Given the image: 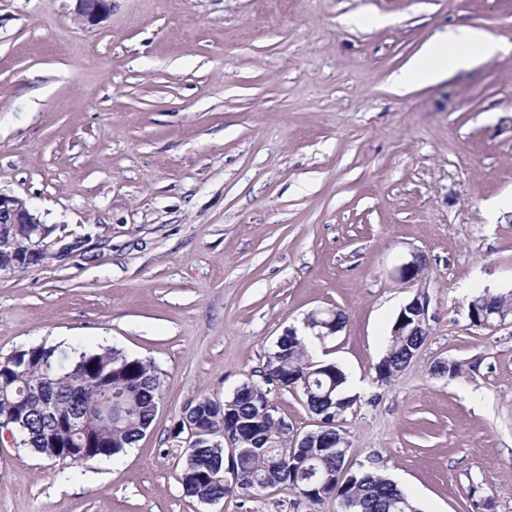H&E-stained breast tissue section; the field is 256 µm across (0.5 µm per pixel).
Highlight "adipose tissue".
<instances>
[{
    "label": "adipose tissue",
    "mask_w": 512,
    "mask_h": 512,
    "mask_svg": "<svg viewBox=\"0 0 512 512\" xmlns=\"http://www.w3.org/2000/svg\"><path fill=\"white\" fill-rule=\"evenodd\" d=\"M505 44L486 30L462 26L447 37L427 41L419 54L399 72L390 77L394 93L404 94L416 85H430L448 73L471 67L479 59L506 53Z\"/></svg>",
    "instance_id": "ef3b65f1"
}]
</instances>
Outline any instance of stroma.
<instances>
[{"mask_svg": "<svg viewBox=\"0 0 512 512\" xmlns=\"http://www.w3.org/2000/svg\"><path fill=\"white\" fill-rule=\"evenodd\" d=\"M72 9L0 0V191L79 243L0 277V358L115 347L156 365L161 397L134 448L73 480L0 444V512H338L282 487L185 497L173 432L327 308L347 317L320 354L356 399L351 467L381 459L429 512H471L473 487L512 512V325L467 309L512 291V54L388 89L456 27L512 44V0H112L86 27ZM417 251L429 335L385 383ZM448 358L461 378L433 375ZM427 269L428 263L425 256L415 252L409 261L399 267L397 277L403 284L413 287L425 278ZM468 303V317L470 321H473L474 326H479V321L484 315H487V319L491 320V316L499 315V312L504 311L508 305L512 307V297L510 301L508 300V293L484 290L473 296Z\"/></svg>", "mask_w": 512, "mask_h": 512, "instance_id": "35a3bbf8", "label": "stroma"}]
</instances>
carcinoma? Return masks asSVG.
I'll return each instance as SVG.
<instances>
[{
    "instance_id": "cac0c4a2",
    "label": "carcinoma",
    "mask_w": 512,
    "mask_h": 512,
    "mask_svg": "<svg viewBox=\"0 0 512 512\" xmlns=\"http://www.w3.org/2000/svg\"><path fill=\"white\" fill-rule=\"evenodd\" d=\"M32 242L24 225L0 232V262L16 257L26 270L38 266L45 255L29 253ZM512 306L508 294L485 290L469 301L468 317L479 325L483 316L499 314ZM413 312L397 315L391 326L389 344L379 362L380 380L388 382L402 370L426 341L427 331L409 334ZM330 323L340 332L346 323L341 310H329L311 321ZM271 364L264 380H248L238 385L222 403L209 398L187 402L176 423L177 432L187 425L208 428L194 442V452L185 456L180 483L185 496L204 503H216L234 490L258 493L264 485L285 486L312 501L334 499L339 512H420L415 500L379 467L361 466L345 470L349 448L336 445L334 416L349 410L355 398L344 394L346 375L334 362L318 360L312 347L296 331L280 336L270 353ZM432 373L450 380L464 373L455 360L437 362ZM130 390L131 412L113 424L98 420L100 396L109 391ZM298 391L304 405L317 418L329 419L315 438L303 448L292 447L293 426L288 421H267L262 411L273 404L272 393ZM161 381L151 362L132 357L109 346L87 350L72 346L65 351L47 344L30 346L0 359V426L23 431L15 443L64 465L71 478L84 467L72 448H91L96 459L116 457L133 447L150 427L158 401ZM52 399L55 415L43 414V405ZM84 421L86 432L71 428V420ZM223 433L241 442L246 451L236 457L241 484L224 485Z\"/></svg>"
}]
</instances>
